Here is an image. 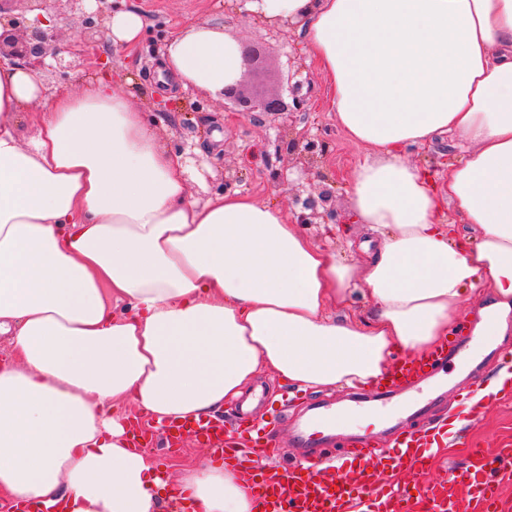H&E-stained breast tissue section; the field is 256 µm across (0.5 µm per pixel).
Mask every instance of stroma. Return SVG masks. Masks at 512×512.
Instances as JSON below:
<instances>
[{"mask_svg": "<svg viewBox=\"0 0 512 512\" xmlns=\"http://www.w3.org/2000/svg\"><path fill=\"white\" fill-rule=\"evenodd\" d=\"M117 10H129L142 16L145 25L137 46L125 49L113 46L109 38L87 40L82 55L65 70L43 72L48 89L74 90L84 82L108 73L119 89L149 113L162 144L180 152L188 169L194 197L203 202L224 188H232L251 199L281 207L288 215L301 209L300 199L318 197L322 189L332 192L331 205L339 228L327 224L302 225L303 233L331 246L349 257L351 245L370 240L372 234L355 224L350 211L351 174L365 156V150L348 139L330 109L325 81L315 63L309 62L305 40L297 29L272 28L261 20L244 16L238 0H100ZM210 24L224 28L229 39L258 42L267 46L262 59L261 81L265 89L284 90L283 76L289 67L301 66L309 76L311 92L307 112L299 114L296 127L326 143V152L310 171L294 167V157L280 119L266 117L256 121L247 115L226 110L218 96L204 92L175 89L167 95L154 91L156 62L171 34L182 27ZM289 186H281V178ZM512 359V335L501 344L471 349L465 375L454 366L425 387L407 386L386 410L367 403L378 412L380 427L374 438L380 447H389L393 431L418 429L447 420L450 406L458 402V392L480 379L489 381ZM322 401L332 410L347 406L348 391L337 388L319 394L299 393L289 386L277 385L258 377L243 396L242 402L225 407L224 417H237L242 406L252 408L256 416L278 414L279 445L289 456H301L302 450L288 431L289 424L307 420L310 405ZM427 414H418L420 406ZM512 446V393L495 399L492 408L468 421L453 434L450 444L439 445L434 464L419 481L435 484L447 480L454 467L470 461L474 448ZM155 465L168 474L180 466L208 460L211 452L194 439H186L173 451L155 445L148 451Z\"/></svg>", "mask_w": 512, "mask_h": 512, "instance_id": "35a3bbf8", "label": "stroma"}]
</instances>
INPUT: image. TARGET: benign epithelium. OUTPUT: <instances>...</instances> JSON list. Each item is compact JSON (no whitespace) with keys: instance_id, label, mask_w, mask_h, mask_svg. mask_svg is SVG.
Returning <instances> with one entry per match:
<instances>
[{"instance_id":"benign-epithelium-1","label":"benign epithelium","mask_w":512,"mask_h":512,"mask_svg":"<svg viewBox=\"0 0 512 512\" xmlns=\"http://www.w3.org/2000/svg\"><path fill=\"white\" fill-rule=\"evenodd\" d=\"M70 11L82 12L81 25L90 37H102L107 33L108 7L94 13L82 11L84 0H65ZM47 0H0V62L8 60L29 69L41 72L46 59L61 60V54L76 53L79 44L61 43V30L52 24L43 27L45 20L41 11ZM298 72H288V95L253 94L244 89L243 80L236 78L224 83L221 96L225 107L242 112L255 120L264 116L283 115L288 118V147L296 154V160L305 168H311L323 155V142L315 140L304 131H296L295 115L305 111L307 96L303 94L304 81L297 79ZM331 212L318 211V201L308 197L302 202V211L297 215L300 224H315L318 219L328 217Z\"/></svg>"}]
</instances>
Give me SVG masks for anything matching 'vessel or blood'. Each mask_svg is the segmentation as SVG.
I'll return each instance as SVG.
<instances>
[{
  "label": "vessel or blood",
  "instance_id": "1",
  "mask_svg": "<svg viewBox=\"0 0 512 512\" xmlns=\"http://www.w3.org/2000/svg\"><path fill=\"white\" fill-rule=\"evenodd\" d=\"M465 349L464 338L457 336L441 352L416 365L395 362L388 379L371 393V400L388 403L402 382L424 381L445 363L462 358ZM331 428V416L322 408L296 431L295 437L302 446L316 448L324 443ZM241 432L249 441L263 446L262 455L253 457L241 449L226 446L224 421L215 415L170 421L150 431H136L133 445L139 448L159 440L170 448L178 445L183 435H194L214 452L223 454L225 462L247 472L257 489V501L263 512H409L408 492L368 467V460L375 455L371 436H361L350 448L347 460L356 469L353 481L346 482L324 476L311 465L275 464L276 450L267 426L249 421L243 423ZM433 440V435L419 430L405 433L397 449L386 457L391 471L419 477L431 460ZM511 477L512 448L497 449L482 458L478 466L458 471L450 481L422 489L419 499L423 512H503L496 481Z\"/></svg>",
  "mask_w": 512,
  "mask_h": 512
}]
</instances>
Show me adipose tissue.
<instances>
[{
    "instance_id": "obj_1",
    "label": "adipose tissue",
    "mask_w": 512,
    "mask_h": 512,
    "mask_svg": "<svg viewBox=\"0 0 512 512\" xmlns=\"http://www.w3.org/2000/svg\"><path fill=\"white\" fill-rule=\"evenodd\" d=\"M301 19L336 120L369 154L351 213L376 232L343 259L296 219L228 193L198 204L181 155L107 77L52 91L0 63V507L254 512L221 461L162 478L127 423L210 415L258 375L303 392L362 388L396 357L512 313V0H257ZM244 66L221 27L176 33L180 88L219 93ZM35 133L21 144L17 129ZM452 135L447 171L412 164ZM467 232H460V225ZM370 301L353 308L356 294Z\"/></svg>"
}]
</instances>
